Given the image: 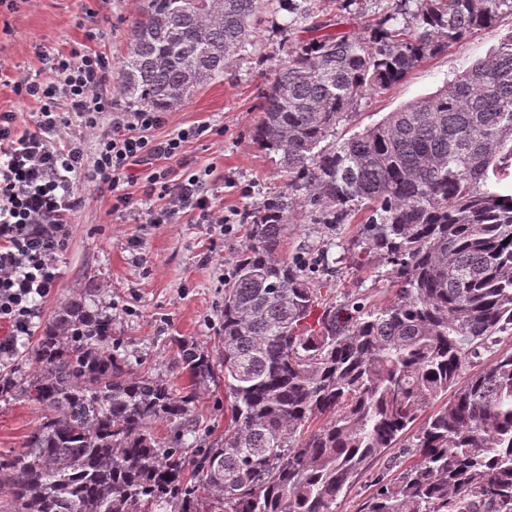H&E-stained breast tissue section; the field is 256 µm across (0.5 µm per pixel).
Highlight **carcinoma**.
<instances>
[{
  "label": "carcinoma",
  "mask_w": 512,
  "mask_h": 512,
  "mask_svg": "<svg viewBox=\"0 0 512 512\" xmlns=\"http://www.w3.org/2000/svg\"><path fill=\"white\" fill-rule=\"evenodd\" d=\"M395 2L359 35L297 43L263 91L251 137L288 183L246 213L220 361L182 346L191 385L178 393L132 378L112 320L67 301L20 391L41 423L0 455V512H337L397 446L413 462L375 478L364 512H512V193L500 187L512 175V31L434 93L336 140L359 101L512 19V0ZM275 5L288 31L324 29L312 0H144L119 95L184 105ZM294 205L315 224L362 216L358 246L394 298L337 302L315 268L282 257ZM218 381L230 422L191 459L190 481L181 441L198 426L197 388Z\"/></svg>",
  "instance_id": "cac0c4a2"
}]
</instances>
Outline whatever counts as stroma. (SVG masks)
Wrapping results in <instances>:
<instances>
[{
	"mask_svg": "<svg viewBox=\"0 0 512 512\" xmlns=\"http://www.w3.org/2000/svg\"><path fill=\"white\" fill-rule=\"evenodd\" d=\"M142 4L143 0H23L17 12L0 13V73L12 80L36 73L50 77L45 55L65 54L86 43L112 63H120ZM388 4L389 0H312L318 19L346 33L364 32ZM287 17L283 10L268 11L252 46L226 61L222 77L168 112L158 131L163 137L198 124L223 128V135L187 143L182 161L208 170L211 205L230 217L231 233L221 234L193 214L177 216L170 224L129 223L113 213L109 192L90 171H83L74 181L83 206L72 218L73 234L59 258L61 276L39 306L32 335L0 364V382L10 381L19 389L27 386L33 352L46 325L63 303L79 295L111 318L112 343L126 354L132 376L152 374L179 389L189 384L176 363L180 345L193 344L218 355L224 282L246 243L243 216L284 185L276 157L253 143L251 131L261 114L262 92L287 59L291 44L310 37L303 29L284 31ZM511 30L512 22L506 20L429 57L385 95L361 100L337 125V138L436 91L448 75L485 57ZM91 31L98 38L90 42L86 35ZM358 228L355 221L315 224L307 211L294 209L288 215L281 254L295 261L328 253L335 262L332 282L337 299L358 295L373 304L385 303L392 296L390 283L360 268L351 250ZM226 405L223 386L210 383L198 388L192 414L204 429L186 436V447H208L223 434L229 418ZM39 419L38 410L21 397L0 395V454L21 450ZM405 465L397 450H390L341 501L338 512H361L376 475L393 478Z\"/></svg>",
	"mask_w": 512,
	"mask_h": 512,
	"instance_id": "stroma-1",
	"label": "stroma"
}]
</instances>
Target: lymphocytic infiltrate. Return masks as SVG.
<instances>
[{
	"instance_id": "lymphocytic-infiltrate-1",
	"label": "lymphocytic infiltrate",
	"mask_w": 512,
	"mask_h": 512,
	"mask_svg": "<svg viewBox=\"0 0 512 512\" xmlns=\"http://www.w3.org/2000/svg\"><path fill=\"white\" fill-rule=\"evenodd\" d=\"M52 78L24 77L13 91L39 109L33 129H19L13 111H0V361L21 337L30 335L38 303L58 279L57 262L68 247L71 218L82 206L72 177L92 164L99 185L112 196V209L137 224H169L177 215L197 213L205 224L228 219L213 210L202 173L170 161L180 159L191 140L209 133L206 125L159 139L165 113L149 109L116 111L106 84L107 56L84 49L54 57ZM81 125L95 140L92 161L80 144L63 141V131ZM145 167L142 196L131 190L134 167Z\"/></svg>"
}]
</instances>
